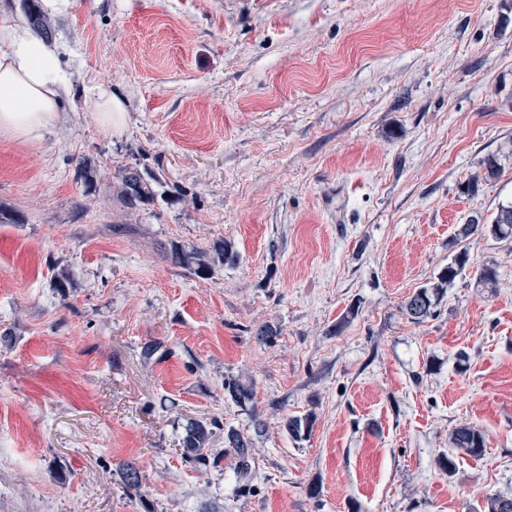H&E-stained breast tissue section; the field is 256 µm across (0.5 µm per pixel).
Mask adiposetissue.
Masks as SVG:
<instances>
[{
	"label": "adipose tissue",
	"mask_w": 512,
	"mask_h": 512,
	"mask_svg": "<svg viewBox=\"0 0 512 512\" xmlns=\"http://www.w3.org/2000/svg\"><path fill=\"white\" fill-rule=\"evenodd\" d=\"M57 50L17 18L0 26V134L31 141L55 124L69 86Z\"/></svg>",
	"instance_id": "ef3b65f1"
}]
</instances>
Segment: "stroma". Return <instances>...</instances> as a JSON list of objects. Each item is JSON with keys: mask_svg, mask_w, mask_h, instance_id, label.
Returning <instances> with one entry per match:
<instances>
[{"mask_svg": "<svg viewBox=\"0 0 512 512\" xmlns=\"http://www.w3.org/2000/svg\"><path fill=\"white\" fill-rule=\"evenodd\" d=\"M44 15L71 93L42 140L0 136L15 218L0 223V512H470L512 496V241L469 238L437 314L402 311L461 224L512 203V0ZM104 83L127 103L110 133ZM128 167L163 173L155 203L123 207ZM218 240L234 259L209 278L167 258ZM291 416L308 432L288 434ZM198 420L215 423L204 465L182 446ZM461 425L486 448L449 474ZM231 427L254 443L245 483Z\"/></svg>", "mask_w": 512, "mask_h": 512, "instance_id": "obj_1", "label": "stroma"}]
</instances>
